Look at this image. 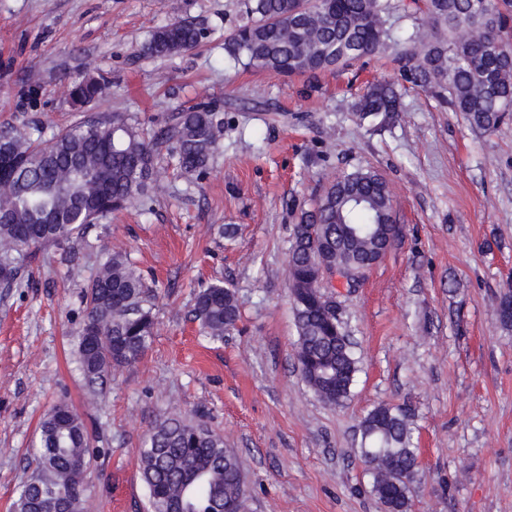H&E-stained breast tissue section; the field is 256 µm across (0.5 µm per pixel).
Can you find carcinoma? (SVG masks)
Segmentation results:
<instances>
[{"instance_id":"1","label":"carcinoma","mask_w":512,"mask_h":512,"mask_svg":"<svg viewBox=\"0 0 512 512\" xmlns=\"http://www.w3.org/2000/svg\"><path fill=\"white\" fill-rule=\"evenodd\" d=\"M242 21L224 38V52L245 68L279 75L347 68L392 45L401 79L432 93L469 124L494 133L512 112V0H409L425 16L412 31L395 25L391 0H240ZM203 29L175 21L155 29L143 45L150 58L197 48ZM80 110L99 100L105 84L94 77L66 85ZM395 85L378 82L355 103L365 121L397 109ZM43 128L0 130V283L22 286L24 262L37 249L85 237L115 211L142 207L157 193L158 158L173 157L180 172H207L224 136V116L206 103L183 109L144 131L118 114H87L43 145ZM394 203L385 178L372 169L331 177L316 207L294 225L288 282L297 329L296 357L303 380L324 403L350 396L358 359L337 333L336 305L321 292L325 267L349 273L376 261L397 236ZM155 293L125 253L109 252L83 294L84 316L75 352L90 396L112 370L136 362L153 335ZM200 330L214 340L235 328L239 305L222 283L201 289L193 304ZM361 459L371 491L388 512H409L417 474L411 413L379 405L361 425ZM94 456L82 418L58 405L40 422L35 468L19 488L14 512H84L83 466ZM151 512H240L246 499L236 455L224 438L182 417L157 422L139 450Z\"/></svg>"}]
</instances>
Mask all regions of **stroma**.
Returning a JSON list of instances; mask_svg holds the SVG:
<instances>
[{
    "label": "stroma",
    "mask_w": 512,
    "mask_h": 512,
    "mask_svg": "<svg viewBox=\"0 0 512 512\" xmlns=\"http://www.w3.org/2000/svg\"><path fill=\"white\" fill-rule=\"evenodd\" d=\"M176 20L207 38L145 57L149 34ZM238 21L234 0H0V129L30 122L50 134L75 122L63 73L106 82L92 112L148 128L202 101L224 115L202 180L162 156L149 211L89 227L92 249L36 251L28 286L0 288V512H13L38 424L61 402L96 450L85 512H147L138 450L172 416L223 435L245 478L244 512H384L358 452L361 421L379 405L411 410V512H512V329L498 318L512 282V124L480 132L419 89L403 92L395 116L360 123L354 100L394 78L398 48L283 77L228 60L224 35ZM27 84L37 108L19 98ZM353 168L383 175L403 233L357 286L329 290L359 360L350 398L330 406L295 358L288 250L328 179ZM111 250L155 289L154 336L93 404L72 332ZM216 281L241 313L220 341L192 316L195 293Z\"/></svg>",
    "instance_id": "stroma-1"
}]
</instances>
